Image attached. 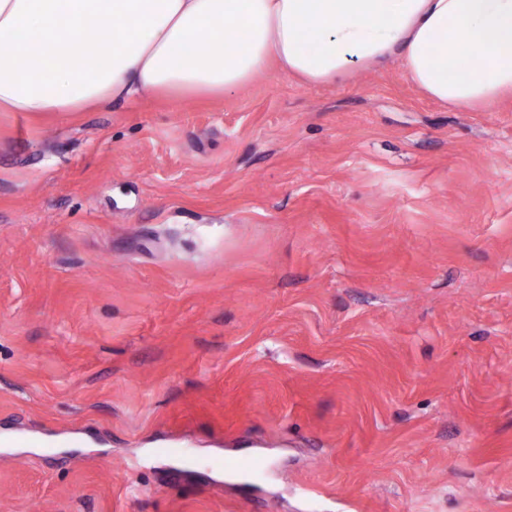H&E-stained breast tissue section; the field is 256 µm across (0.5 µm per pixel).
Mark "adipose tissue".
Instances as JSON below:
<instances>
[{
  "label": "adipose tissue",
  "mask_w": 512,
  "mask_h": 512,
  "mask_svg": "<svg viewBox=\"0 0 512 512\" xmlns=\"http://www.w3.org/2000/svg\"><path fill=\"white\" fill-rule=\"evenodd\" d=\"M395 54L429 97L491 105L512 92V0H0V112L221 95L273 63L336 83Z\"/></svg>",
  "instance_id": "1"
}]
</instances>
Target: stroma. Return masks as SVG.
I'll list each match as a JSON object with an SVG mask.
<instances>
[{
  "label": "stroma",
  "mask_w": 512,
  "mask_h": 512,
  "mask_svg": "<svg viewBox=\"0 0 512 512\" xmlns=\"http://www.w3.org/2000/svg\"><path fill=\"white\" fill-rule=\"evenodd\" d=\"M0 512H512V94L0 112Z\"/></svg>",
  "instance_id": "1"
}]
</instances>
